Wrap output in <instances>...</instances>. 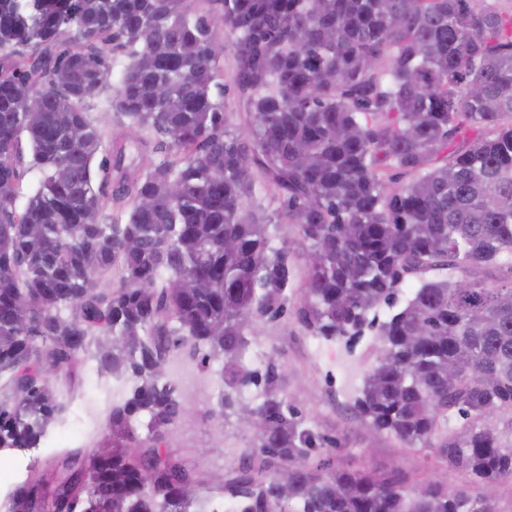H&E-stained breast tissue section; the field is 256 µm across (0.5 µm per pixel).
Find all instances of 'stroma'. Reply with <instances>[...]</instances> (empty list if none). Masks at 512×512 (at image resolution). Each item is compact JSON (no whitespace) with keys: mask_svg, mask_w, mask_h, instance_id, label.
<instances>
[{"mask_svg":"<svg viewBox=\"0 0 512 512\" xmlns=\"http://www.w3.org/2000/svg\"><path fill=\"white\" fill-rule=\"evenodd\" d=\"M302 303L298 290L289 291L283 315L258 325L249 352L256 357V368H264L270 362L276 364V394L297 410L307 427L318 434L336 437V447L316 449L309 457L310 463L332 458L342 468L393 472L411 489L435 474L448 486H466L468 479L464 474L436 471L435 449L404 445L374 430L355 409V391L376 356L373 334L365 333L349 347L320 340L299 320ZM98 381L93 361L80 366L76 394L67 413L71 429H79L85 405H95L99 415H107L110 402L101 399ZM217 402L215 386L202 389L189 403L188 415L181 422L183 436L173 441L172 446L188 455L194 449L206 448V456L198 458L197 464L210 494L219 504L223 501L224 482L232 477L243 454L257 444L258 433L240 425L237 415L231 412L223 421V429H216L212 411Z\"/></svg>","mask_w":512,"mask_h":512,"instance_id":"stroma-1","label":"stroma"}]
</instances>
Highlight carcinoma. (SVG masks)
<instances>
[{"instance_id":"carcinoma-1","label":"carcinoma","mask_w":512,"mask_h":512,"mask_svg":"<svg viewBox=\"0 0 512 512\" xmlns=\"http://www.w3.org/2000/svg\"><path fill=\"white\" fill-rule=\"evenodd\" d=\"M215 10L241 134L213 95ZM117 55L128 62L110 107L146 165L88 112ZM25 163L39 181L19 208ZM258 172L277 224L251 204ZM281 223L317 256L301 323L329 342L373 329L381 344L359 413L438 448L471 488L308 464L335 441L278 398L276 366L244 362L253 323L279 316L292 287ZM183 352L221 365L222 413L263 388L258 445L223 485L238 512H500L486 488L512 482L511 12L488 0L0 7V448H38L64 423L59 383L86 355L127 387L109 411L112 453L57 449L8 512H214L198 468L164 446L184 409L169 375ZM284 469L286 494L262 476Z\"/></svg>"}]
</instances>
